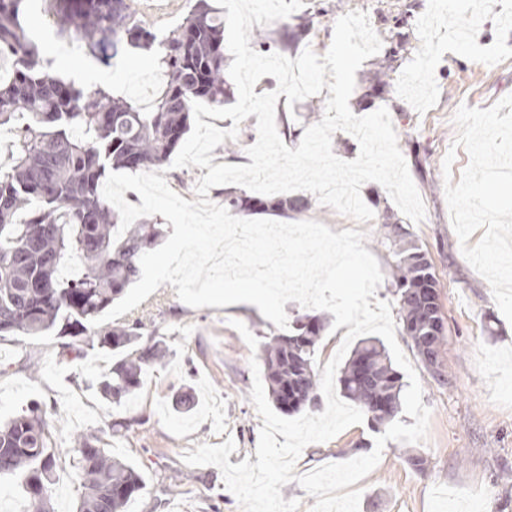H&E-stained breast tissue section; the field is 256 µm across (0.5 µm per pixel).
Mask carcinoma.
Listing matches in <instances>:
<instances>
[{"label": "carcinoma", "mask_w": 512, "mask_h": 512, "mask_svg": "<svg viewBox=\"0 0 512 512\" xmlns=\"http://www.w3.org/2000/svg\"><path fill=\"white\" fill-rule=\"evenodd\" d=\"M27 0H0V55L14 59L0 78V126L12 123L10 161L0 163V337L54 335L61 354L79 357L76 341L112 353V366L96 377L109 405L133 399L141 375L162 362L168 345L140 344L143 324L97 329L92 321L112 307L141 274L140 257L160 236L153 224H136L116 236L120 214L102 190L113 169L159 171L190 128L193 103L222 106L230 99L224 80V17L209 0H195L183 22L161 32L139 17L132 0H47L60 33L106 64L125 44L154 54L163 84L152 104L142 106L109 87L91 94L53 74L54 59L43 53L22 23ZM333 12L329 0H312L307 16L284 23L275 48L294 55L313 22ZM411 10L393 18L389 47L365 78L364 97H379L409 51ZM232 212L305 211L312 198L285 196L273 204L224 193ZM384 212L385 239L393 247L391 294L403 331L423 365L438 356L445 337L433 333L435 310L424 305L438 283L426 254L392 234ZM77 261L82 275L62 269ZM320 317L296 320L294 332L263 345L265 377L275 407L290 415L318 401L315 345ZM341 392L373 426L399 412L401 375L384 344L361 339L339 378ZM51 428L38 408L0 425V478L20 480L32 512H50V485L60 451L49 446ZM81 489L76 512H128L144 487L140 471L115 459L95 434L82 433L71 448Z\"/></svg>", "instance_id": "obj_1"}]
</instances>
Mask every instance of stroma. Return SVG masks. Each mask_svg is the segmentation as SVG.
Listing matches in <instances>:
<instances>
[{
    "instance_id": "stroma-1",
    "label": "stroma",
    "mask_w": 512,
    "mask_h": 512,
    "mask_svg": "<svg viewBox=\"0 0 512 512\" xmlns=\"http://www.w3.org/2000/svg\"><path fill=\"white\" fill-rule=\"evenodd\" d=\"M406 0H337L331 17L313 24L305 44L316 54L327 52L337 17L352 10L366 12L378 35ZM409 39L415 53L402 64L398 79L382 96L364 98L363 78L370 62L358 69L349 100L351 111L368 115L387 107L399 149L424 202L421 222L403 219L410 239L426 253L438 281L446 324L442 360L446 383L435 381L415 355L410 339H396L415 369L431 411L426 441L387 442L371 473L356 484L360 512H512V323L497 307L489 283L468 263L453 230L445 198L446 181H459L469 163L455 147L453 117L461 105L486 109L512 94V32L505 15L512 0H413ZM45 0H30L24 24L32 39L54 57V73L78 80L92 90L118 86L128 96L150 88L160 74L155 59L128 49L104 65L73 47L60 35L46 11ZM420 142L413 152L412 142ZM451 169H444L447 153ZM364 202L380 199L374 217L357 223L334 209L315 204L289 213L292 222L316 220L333 232L360 229L364 248L389 273L391 257L375 242L385 207L392 200L375 182L361 188ZM142 322L144 334L165 337L170 353L150 369L134 403L108 405L92 385L112 365L110 352L85 349L82 358L59 354L54 337L0 338V419L46 405L52 422L51 445L71 447L76 434L94 433L114 457L136 466L144 478L142 492L128 512H241L237 498L212 465L191 466L185 452L197 445L234 440L231 464L256 455L263 420L251 401V356L282 333L252 304L193 308L179 300L170 284L161 285L137 308L118 317V324ZM193 390L196 405L188 420H177L171 401L177 391ZM143 416L142 424L113 433L112 420ZM368 424L350 426L331 440L308 445L295 463L306 474L328 463L355 458L359 442H374ZM416 454L423 470L407 461Z\"/></svg>"
}]
</instances>
